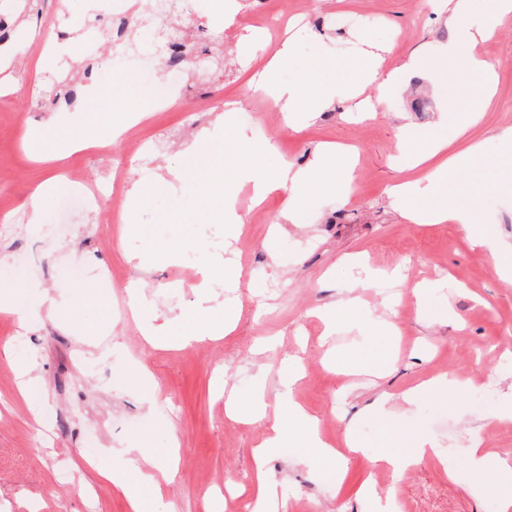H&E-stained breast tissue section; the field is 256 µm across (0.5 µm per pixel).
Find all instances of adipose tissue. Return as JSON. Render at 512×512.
<instances>
[{
	"instance_id": "ef3b65f1",
	"label": "adipose tissue",
	"mask_w": 512,
	"mask_h": 512,
	"mask_svg": "<svg viewBox=\"0 0 512 512\" xmlns=\"http://www.w3.org/2000/svg\"><path fill=\"white\" fill-rule=\"evenodd\" d=\"M448 22L454 37L447 45L449 58H461L466 79L481 92L484 99H491L496 77L495 66L488 59L476 55L474 46L493 35L512 15V0H491L489 8L482 15H474L469 0H448ZM289 43H282L277 58L271 59L261 72L260 88L270 94L280 111L293 113L296 100H304L309 113L326 110L336 96L329 87L300 85L288 91L276 85L274 76L279 61L288 57ZM385 48L368 45L364 51L366 64L362 72V88L374 91L376 98H384L394 88V78L385 67ZM466 127L451 126L435 136L428 154L415 159V166H426L424 180H403L395 183L390 192L393 196L413 200L414 205L407 216L417 224L452 223L469 228L474 224L480 211V197L472 194L454 198L448 194V184L454 180L460 169L469 162L483 159L480 141L469 142L465 151L447 154L449 141L464 138ZM352 153L349 149L325 145L320 148L310 165L305 167L286 166L273 173L260 171L255 164H242L236 173L238 182L251 189L255 201L261 202L274 190L289 188L290 195L283 212L286 223H297L302 210L298 194L302 187L316 182L330 194L348 195L350 191ZM226 414L232 419H267L271 422V433L255 450L256 463L260 470L253 490L251 512H287L288 505L279 494L280 483L275 476L266 472L267 459L283 448L297 449L301 460L316 457L333 465H341L343 456L336 448L323 441L320 421L302 408L286 410L270 408L262 390L240 393L229 399ZM123 454V466L103 472V479L119 491L127 500L130 512H145V501L141 488L157 487L159 479H171L174 467L159 470L161 456L176 459V448H167L165 454H157L147 448H127ZM463 465L474 477L496 473L499 484L496 492L498 512H512V460L503 458L483 448L481 440H474L463 460Z\"/></svg>"
}]
</instances>
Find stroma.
Segmentation results:
<instances>
[{"mask_svg": "<svg viewBox=\"0 0 512 512\" xmlns=\"http://www.w3.org/2000/svg\"><path fill=\"white\" fill-rule=\"evenodd\" d=\"M226 0H174L169 14L182 41L205 70L185 77L179 92L156 107L150 85L162 82L161 56L144 51L153 35L131 20L128 0H36L30 32L10 42L0 58V207L9 222L0 230V290L15 293L16 308L36 306L43 295L64 297L57 317L26 324L0 312V512H127L123 495L102 484L99 470L122 463V449L179 443L175 479L160 490L144 489L150 512H248L256 481L255 447L267 435L265 421L236 422L224 412L225 392L260 387L268 402L280 400L284 365L300 356L304 375L293 400L321 421L322 435L337 450L354 436L366 454L348 457L339 483L326 487L324 461L296 463L292 451L268 458L281 481L289 512H391L367 486L395 484L401 512H497L496 474L474 484L461 465L472 437L512 456V422L494 415L512 389V282L494 271L472 236L512 244V192L494 185V174L463 171L457 189L480 192V218L472 232L457 224H416L406 202L387 192L399 179L418 178L413 157L427 154L442 123L470 125V136L488 158L500 157L497 132L512 125V22L477 47L497 73L492 101L462 97L460 63L440 58L452 33L443 0H237L234 18L222 22ZM388 47L385 66L397 85L381 102L364 108L362 96L337 98L308 120L287 122L251 78L282 41L291 54L276 74L281 86L303 76L351 83L365 61L359 39ZM69 70L80 96L98 92L96 111L72 105H40L36 90L58 66ZM138 98L150 112L126 138L144 139L142 156L128 157L126 138L111 145L100 128L117 112L116 89ZM431 109H414L417 96ZM234 111H226V102ZM206 139L199 167L187 166L186 149ZM275 143L260 162L275 171L307 166L324 142L357 150L348 197L308 185L299 223L283 224L289 192L280 189L253 205L240 187L235 208L245 222L237 247L225 248L224 224L210 200L216 189L209 169L236 180L241 140ZM83 171L87 192L113 184L114 198L63 218L68 188L34 198L37 185L55 174ZM140 188L145 200L132 204ZM38 229H30L32 209ZM177 249L175 261L142 262L146 247ZM379 269H398L399 279L367 284L349 257ZM78 262L88 277L63 280L61 268ZM238 268L236 287L224 284L225 266ZM112 269L115 279H94ZM423 282L422 301L412 295ZM163 347L148 349L135 320L125 316L130 291ZM350 296L359 305L349 321L327 333L315 309ZM239 309L234 330L217 340L182 348L178 341L199 321L220 324ZM390 321L394 339L363 336L361 323ZM272 348L258 351L257 337ZM11 355H4V347ZM392 349L391 368L378 376L345 374L349 359ZM30 361L38 380L29 399L17 392L9 358ZM143 363L155 386L139 389L129 371ZM471 378L476 389L459 396H428L418 407L400 406L403 393L437 374ZM395 406L392 418L374 415L381 394ZM435 443L437 456L392 481L377 456L405 448L410 436ZM99 450L87 461L84 450ZM72 475L58 482L60 469ZM211 509H204V501Z\"/></svg>", "mask_w": 512, "mask_h": 512, "instance_id": "stroma-1", "label": "stroma"}]
</instances>
